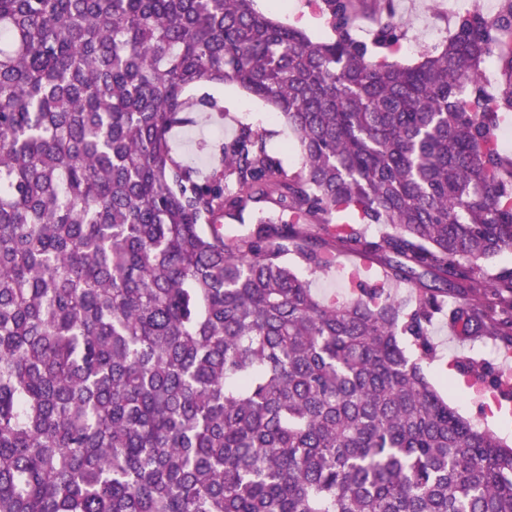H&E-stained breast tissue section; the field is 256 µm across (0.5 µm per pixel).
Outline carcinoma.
Wrapping results in <instances>:
<instances>
[{
  "instance_id": "carcinoma-1",
  "label": "carcinoma",
  "mask_w": 512,
  "mask_h": 512,
  "mask_svg": "<svg viewBox=\"0 0 512 512\" xmlns=\"http://www.w3.org/2000/svg\"><path fill=\"white\" fill-rule=\"evenodd\" d=\"M316 5L322 40L256 0H0V512H512V446L423 369L440 315L512 348V0L412 65L374 55L393 0ZM202 83L271 107L301 165L237 118L218 164L177 160L174 128L226 115ZM261 202L289 220L225 243ZM340 251L382 283L337 302L291 265ZM254 227L251 209L243 212L240 218H224V223L220 227V232L224 235V241L231 243L233 239L247 234Z\"/></svg>"
}]
</instances>
